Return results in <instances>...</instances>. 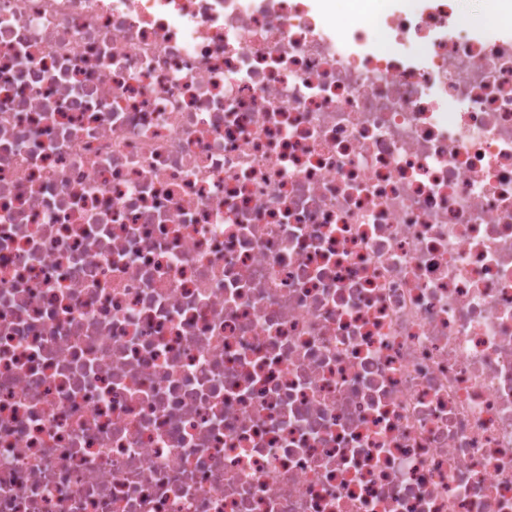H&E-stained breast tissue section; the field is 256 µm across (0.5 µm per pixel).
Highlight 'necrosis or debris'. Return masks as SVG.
I'll return each instance as SVG.
<instances>
[{
  "label": "necrosis or debris",
  "instance_id": "obj_1",
  "mask_svg": "<svg viewBox=\"0 0 512 512\" xmlns=\"http://www.w3.org/2000/svg\"><path fill=\"white\" fill-rule=\"evenodd\" d=\"M365 2L0 0V512H512V0ZM497 15L496 3L492 0H477L465 5V22L467 27L488 28L490 20Z\"/></svg>",
  "mask_w": 512,
  "mask_h": 512
}]
</instances>
